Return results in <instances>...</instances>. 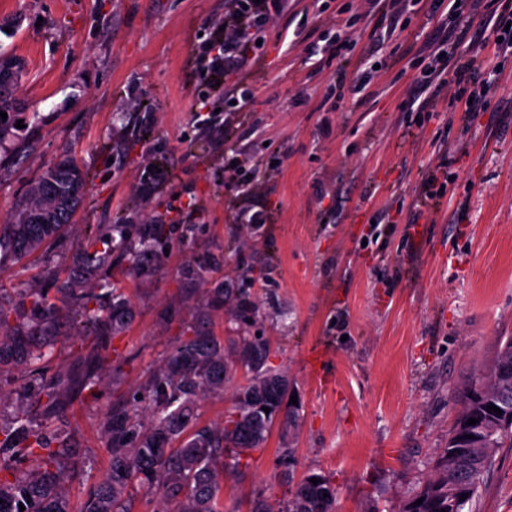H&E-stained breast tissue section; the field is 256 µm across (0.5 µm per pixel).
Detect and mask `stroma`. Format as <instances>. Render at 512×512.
<instances>
[{"label": "stroma", "instance_id": "obj_1", "mask_svg": "<svg viewBox=\"0 0 512 512\" xmlns=\"http://www.w3.org/2000/svg\"><path fill=\"white\" fill-rule=\"evenodd\" d=\"M390 5L326 0L319 17L312 0H294L266 29L242 118L187 65L189 35L222 22L224 0H0V52L26 63L25 126L0 144V224L62 155L89 174L75 229L36 261L0 264V308L10 327H25V289L53 291L69 277L130 303L125 329L104 346L63 310L43 382L80 374L91 354L97 370L56 415L24 398L19 371L0 372V425L21 405L32 427L76 448L73 512L109 469L113 408L140 407L154 372L202 328L228 347L263 337L299 399L289 439L273 425L245 466L226 473L228 512L287 499L276 464L285 445L294 479H330L336 512H399L431 473L459 387L512 336V56L477 44L471 82L443 88L432 111H410L457 15L438 0H404L402 25L380 42L373 30ZM329 18L349 23L335 53L321 39ZM364 65L371 80L360 100L330 94L335 76ZM205 95L214 114L203 133L191 113ZM143 102L150 111H138ZM233 148L250 151L263 179L232 202L224 167ZM158 168L168 180L143 196L140 182ZM433 179L443 188L434 200ZM191 202L200 214L180 223ZM236 206L273 221L232 223ZM101 224L161 225L162 247L139 254L131 236L111 263L88 260L86 235ZM216 288L234 300L209 304ZM239 298L256 305L250 321L237 315ZM244 382L239 371L207 394L196 426L222 423ZM465 512H512V447L497 449Z\"/></svg>", "mask_w": 512, "mask_h": 512}]
</instances>
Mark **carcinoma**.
Masks as SVG:
<instances>
[{"label":"carcinoma","mask_w":512,"mask_h":512,"mask_svg":"<svg viewBox=\"0 0 512 512\" xmlns=\"http://www.w3.org/2000/svg\"><path fill=\"white\" fill-rule=\"evenodd\" d=\"M20 103L14 90L0 89V144L12 135ZM87 173L65 157L45 169L29 185L8 223L0 225V262L22 260L56 241L72 227L83 201ZM59 292L81 311L86 321L106 332H120L125 325L126 297L115 291L98 292L76 281H66ZM34 323L24 332L0 333V368L32 366L45 358L49 333L58 317V305L42 288L29 289ZM96 302L97 308H89ZM269 347L259 338L238 344L237 358L250 373L234 395L235 408L219 427H193L199 401L221 391L231 365L224 344L206 332H195L179 342L154 375L145 398L148 424L139 411L112 413V465L91 485L83 512H127L125 499L132 483L146 492H159L174 503L160 512H225L221 483L227 467L241 466L242 456L263 446L279 417L292 422L288 376L267 367ZM94 360L84 359V375L59 377L39 388L37 399L55 413L74 388L91 380ZM483 391L495 403L505 400L512 408V338L499 347L492 367L469 376L459 395L456 420L476 416L482 409L473 395ZM269 408L265 412L259 406ZM16 429L0 439V512H71L64 483L75 467L71 447L43 430L31 428L26 412L18 415ZM487 440L471 448L438 449L434 471L417 494L399 512H463L478 496L484 474L492 467L496 449L512 445V429L499 430L490 420ZM35 463L27 473L24 461ZM318 478V484L310 482ZM470 492L458 500L460 490ZM423 499L416 506L414 502ZM25 510H20L19 505ZM336 491L322 474L310 473L291 491L282 506L273 508L264 499L253 500L249 512H335Z\"/></svg>","instance_id":"1"}]
</instances>
